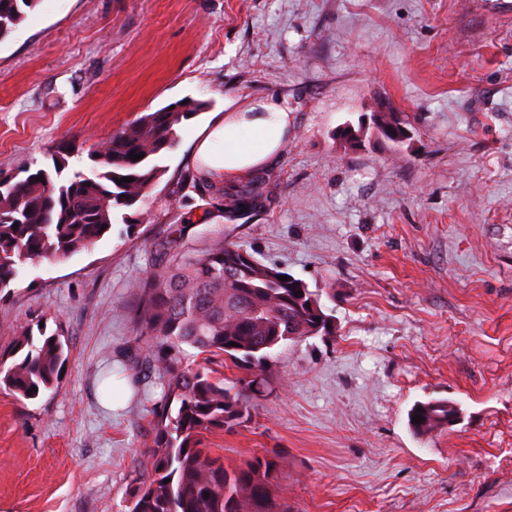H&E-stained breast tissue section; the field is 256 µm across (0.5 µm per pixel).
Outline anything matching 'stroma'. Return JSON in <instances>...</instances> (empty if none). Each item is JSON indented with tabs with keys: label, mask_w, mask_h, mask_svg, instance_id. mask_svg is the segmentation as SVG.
<instances>
[{
	"label": "stroma",
	"mask_w": 512,
	"mask_h": 512,
	"mask_svg": "<svg viewBox=\"0 0 512 512\" xmlns=\"http://www.w3.org/2000/svg\"><path fill=\"white\" fill-rule=\"evenodd\" d=\"M247 97L293 118L272 204L185 239L304 281L336 332L283 348L251 419L203 447L229 469L277 451L290 512H512V0H39L0 40V174L45 167L63 139L79 168L140 113L209 106L178 127L137 234L115 220L0 298V352L41 319L68 344L55 393L0 392V512H128L155 393L114 310L154 235L199 210L176 185L196 132ZM384 103L410 125L401 146L372 127ZM107 371L131 384L116 409ZM432 398L459 418L414 435Z\"/></svg>",
	"instance_id": "obj_1"
}]
</instances>
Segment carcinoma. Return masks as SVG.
Instances as JSON below:
<instances>
[{"label": "carcinoma", "instance_id": "1", "mask_svg": "<svg viewBox=\"0 0 512 512\" xmlns=\"http://www.w3.org/2000/svg\"><path fill=\"white\" fill-rule=\"evenodd\" d=\"M38 0H0V39L9 35ZM207 108L204 100L177 102L140 115L87 153L88 171H68L70 142L50 152L51 166L27 176H0V294L10 290L30 261H61L88 248L111 230L117 216L144 204L165 174L160 157L176 144L177 127ZM380 137L398 146L410 138L408 123L394 112L374 117ZM142 155L132 160L129 154ZM128 177L132 182L117 184ZM272 173L221 186L185 169L177 180L209 196L224 221L245 223L271 204ZM18 228H13V224ZM186 220L150 244L151 267L135 286L136 302L117 314L132 324L145 368L159 371L153 404L148 466L139 472L129 512H288L276 502L273 478L278 454L256 457L233 469L200 448L206 432L249 420L250 399L267 390L269 362L290 342L329 335L332 315L319 294L286 272L265 265L224 240L198 252L183 243ZM302 295H295V292ZM15 337L5 365L0 355V390L34 399L57 386L67 358L59 332L37 327ZM202 360L189 361L188 349ZM221 356L242 370L229 387L209 367ZM37 392H32V388ZM413 433L450 428L448 401L419 402L409 417ZM209 497H204V493Z\"/></svg>", "mask_w": 512, "mask_h": 512}]
</instances>
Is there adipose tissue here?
Listing matches in <instances>:
<instances>
[{
  "label": "adipose tissue",
  "mask_w": 512,
  "mask_h": 512,
  "mask_svg": "<svg viewBox=\"0 0 512 512\" xmlns=\"http://www.w3.org/2000/svg\"><path fill=\"white\" fill-rule=\"evenodd\" d=\"M291 124L280 101L245 99L201 128L191 162L210 182L235 181L278 160L288 143Z\"/></svg>",
  "instance_id": "obj_1"
}]
</instances>
